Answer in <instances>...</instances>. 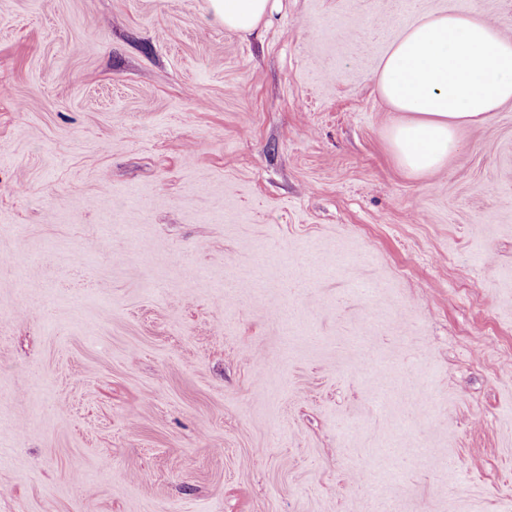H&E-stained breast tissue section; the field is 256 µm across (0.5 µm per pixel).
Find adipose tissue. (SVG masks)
Instances as JSON below:
<instances>
[{"label": "adipose tissue", "instance_id": "adipose-tissue-1", "mask_svg": "<svg viewBox=\"0 0 512 512\" xmlns=\"http://www.w3.org/2000/svg\"><path fill=\"white\" fill-rule=\"evenodd\" d=\"M218 24L249 33L275 0H209ZM373 79L403 118L388 143L398 165L420 176L444 166L463 129L512 104V40L488 19L448 5L421 15L389 46Z\"/></svg>", "mask_w": 512, "mask_h": 512}]
</instances>
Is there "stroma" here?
<instances>
[{"instance_id":"1","label":"stroma","mask_w":512,"mask_h":512,"mask_svg":"<svg viewBox=\"0 0 512 512\" xmlns=\"http://www.w3.org/2000/svg\"><path fill=\"white\" fill-rule=\"evenodd\" d=\"M442 2L0 0V512H512V105L415 178L373 80ZM275 4V0H209L215 22L243 33H250L264 23Z\"/></svg>"}]
</instances>
